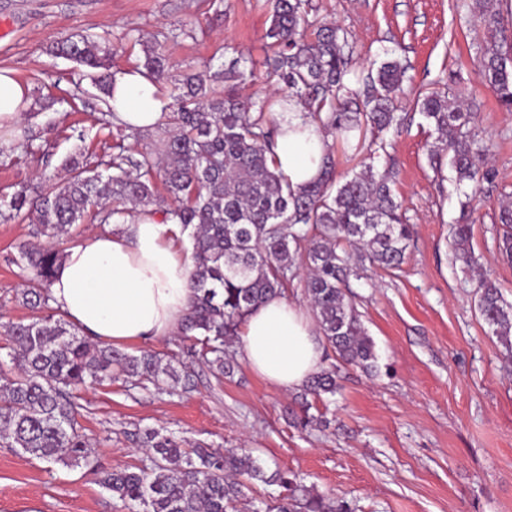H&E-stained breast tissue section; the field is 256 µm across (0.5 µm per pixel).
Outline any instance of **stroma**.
I'll return each instance as SVG.
<instances>
[{
    "label": "stroma",
    "instance_id": "obj_1",
    "mask_svg": "<svg viewBox=\"0 0 512 512\" xmlns=\"http://www.w3.org/2000/svg\"><path fill=\"white\" fill-rule=\"evenodd\" d=\"M310 19L348 33L352 70L399 61L407 95L398 132L385 134L378 170L413 237L400 269L373 268L352 281L351 300L375 343L376 372L341 366L336 396L313 401L329 428H296L287 417L294 391L241 365L216 380L198 367L193 391H158L118 380L80 393L77 421L108 470L150 460L133 435L166 428L218 449L243 448L267 471L297 478L354 512H512V358L480 318L475 278L451 250L461 195L449 167L433 169L436 133L416 106L419 94L448 92L476 112L490 146L493 182L475 203L477 262L512 302V261L497 247L499 210L512 197V112L486 86L479 59L490 38L475 0H308ZM0 68L11 69L38 103L0 149V194L58 172L78 150L102 154L109 139L87 107L95 93L74 63L49 53L75 32L108 38L115 71L133 68L141 48L131 31L158 37L175 73L209 60L264 73L270 49L266 0H0ZM192 27V35L181 32ZM54 98L43 109V98ZM30 220L0 219V324L29 318L19 295L25 274L11 258L32 238ZM0 512H124L92 471L55 466L0 447Z\"/></svg>",
    "mask_w": 512,
    "mask_h": 512
}]
</instances>
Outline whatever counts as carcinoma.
<instances>
[{
	"mask_svg": "<svg viewBox=\"0 0 512 512\" xmlns=\"http://www.w3.org/2000/svg\"><path fill=\"white\" fill-rule=\"evenodd\" d=\"M306 0H268L270 24L265 36L272 54L266 77L233 64L212 75L170 70L161 44L140 34L144 57L135 68L156 84L171 85V111L155 130L139 133V147L112 138L109 151L91 162L79 154L63 164L65 175L41 174L39 182L10 200L0 198V217L10 220L35 213L33 235L48 244L21 243L13 262L27 272L23 304L36 316L4 325L9 361L0 359V445L49 465L85 466L130 512H238L242 479L276 483L284 489L272 504L252 512H351L347 502H330L280 473L266 475L246 451L213 450L190 443L165 428L138 432L139 447L151 465L106 470L98 463L87 436L78 426L79 392L124 378L147 381L157 389L194 387L190 367L165 361L147 351L139 355L93 343L50 305L48 288L61 262L59 248L69 230L86 220L111 224L139 207L164 214L179 224L191 244L193 295L185 314L180 343H189L192 358L216 378L238 367L233 343L246 316L272 295L300 287L317 319L321 336L343 363L366 372L376 367L373 339L347 296L349 278L364 263L397 268L412 238L391 189V176L370 162L336 176L332 152L324 156V174L296 191L273 165L278 123L264 104L242 98L237 88L259 79L286 87L325 133L347 139L357 129L371 131L368 159L385 149L379 134L400 126L397 104L405 95V67L381 63L368 73L363 87L350 81L345 54L347 38L334 23L308 19ZM480 3L485 30L500 31V12L493 0ZM51 51L84 70L99 92L107 113L115 73L112 48L103 37L73 34L52 43ZM512 63L500 46L484 48L482 75L501 108L512 112ZM417 105L437 137L428 149L430 163L443 157L463 192L461 216L453 225L455 260L477 265L471 246V201L480 182L491 176L488 145L474 132L477 113L432 92ZM506 227L498 240L512 259V203L500 208ZM475 306L504 349L512 355V303L495 281L479 275ZM336 368L314 374L307 396L336 395Z\"/></svg>",
	"mask_w": 512,
	"mask_h": 512,
	"instance_id": "1",
	"label": "carcinoma"
}]
</instances>
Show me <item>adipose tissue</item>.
<instances>
[{
	"label": "adipose tissue",
	"mask_w": 512,
	"mask_h": 512,
	"mask_svg": "<svg viewBox=\"0 0 512 512\" xmlns=\"http://www.w3.org/2000/svg\"><path fill=\"white\" fill-rule=\"evenodd\" d=\"M172 100L142 72L115 76L112 109L135 131L158 122ZM32 106L29 91L0 69V133L13 137ZM281 129L274 161L294 189L322 175L330 143L299 103L278 110ZM179 225L154 212L135 210L121 231L89 234L65 250L50 288L51 304L89 338L112 344L177 335L192 291V260ZM246 360L266 381L298 389L321 367L317 326L301 306L275 295L254 308L239 333Z\"/></svg>",
	"instance_id": "1"
}]
</instances>
